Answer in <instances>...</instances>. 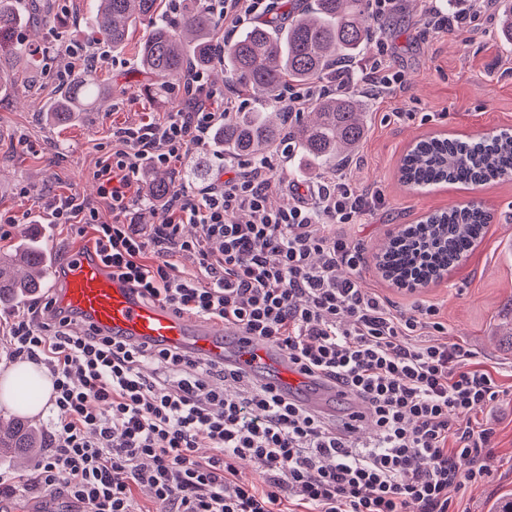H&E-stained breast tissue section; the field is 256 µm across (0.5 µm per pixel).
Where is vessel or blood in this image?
<instances>
[{"mask_svg":"<svg viewBox=\"0 0 512 512\" xmlns=\"http://www.w3.org/2000/svg\"><path fill=\"white\" fill-rule=\"evenodd\" d=\"M62 280L53 296L54 307L94 324L104 333L187 347L216 360L234 350L243 367L271 374L279 390L308 388L307 378L289 367L276 348L238 331L226 333L223 325L179 317L160 304L140 302L131 285L112 279L93 250L76 248L62 271Z\"/></svg>","mask_w":512,"mask_h":512,"instance_id":"b4317fda","label":"vessel or blood"}]
</instances>
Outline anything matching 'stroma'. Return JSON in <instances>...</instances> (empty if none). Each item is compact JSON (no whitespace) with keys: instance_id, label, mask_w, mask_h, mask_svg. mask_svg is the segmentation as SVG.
Here are the masks:
<instances>
[{"instance_id":"1","label":"stroma","mask_w":512,"mask_h":512,"mask_svg":"<svg viewBox=\"0 0 512 512\" xmlns=\"http://www.w3.org/2000/svg\"><path fill=\"white\" fill-rule=\"evenodd\" d=\"M54 22L15 30L14 40L48 46L43 75L35 89L18 91L0 101V213L19 218L13 239L36 232L52 255L53 277L37 296L45 301L61 280L55 272L76 246H91V234L47 221V203L57 195L97 198L93 173L112 147V129L166 117L167 108L147 94L151 76L137 65V45L145 34L137 26L127 47L105 52L88 24L94 0H51ZM391 47L387 63L401 72L405 90L394 96L368 98L367 135L352 159L358 185L380 194L376 213L365 224L347 226V234L365 247L364 287L389 297L403 310L425 299L444 305L448 339L475 353L478 362L496 367L501 392L476 423L493 432L491 447L480 462L483 483L459 494L464 512H498L512 497V179L464 188L444 184L424 191L404 187L398 176L403 155L417 140L443 135L478 138L512 129V44L499 36L494 13L478 30L425 34L420 6L395 10L387 19ZM93 56L98 76L110 97L96 112L66 127L46 125L42 109L53 97L66 66V46ZM219 155L204 148L176 163L174 186L201 192L217 177ZM475 200L490 213L482 240L444 278L416 291L391 284L376 270L373 256L386 239L424 215ZM0 512H70L57 493L20 492L0 498Z\"/></svg>"}]
</instances>
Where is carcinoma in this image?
Masks as SVG:
<instances>
[{"mask_svg": "<svg viewBox=\"0 0 512 512\" xmlns=\"http://www.w3.org/2000/svg\"><path fill=\"white\" fill-rule=\"evenodd\" d=\"M53 19L42 0H0V97L17 89L18 79L34 83L35 47L9 43L12 31L27 24L44 26ZM148 31L138 48V63L157 79L151 95L164 102L192 70L224 67L225 84L251 97L256 107L233 112L213 139L227 156L262 159L293 141L319 167L334 169L348 162L365 134L366 106L360 96L344 92L318 98L311 117L289 128L287 115L269 111L281 91L291 86L336 83L340 68L368 48L385 21L372 13L370 0H315L296 6L284 23L273 14L243 29L235 38L215 43L219 19L204 0H187L181 18L168 20L160 0H97L90 25L99 39L121 51L141 22ZM501 32L512 40V0L499 10ZM107 94L92 65L73 67L71 78L46 105L45 121L67 126L92 112ZM400 181L425 190L439 184H487L512 175V132L502 130L478 140L421 139L402 159ZM169 175L152 174L148 197L162 202L172 191ZM490 215L476 202L428 214L390 236L377 254L379 269L393 283L425 286L443 277L465 258L482 237ZM43 248H17L0 256V310L13 309L43 288L48 264ZM46 438L26 417L12 418L0 431V458L45 448Z\"/></svg>", "mask_w": 512, "mask_h": 512, "instance_id": "cac0c4a2", "label": "carcinoma"}]
</instances>
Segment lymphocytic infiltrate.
<instances>
[{
    "instance_id": "lymphocytic-infiltrate-1",
    "label": "lymphocytic infiltrate",
    "mask_w": 512,
    "mask_h": 512,
    "mask_svg": "<svg viewBox=\"0 0 512 512\" xmlns=\"http://www.w3.org/2000/svg\"><path fill=\"white\" fill-rule=\"evenodd\" d=\"M423 2L426 33L479 26L478 11L451 15ZM206 3L230 34L274 9V0ZM374 44L361 68L365 91L403 87L384 61L385 34ZM186 85L188 110L113 127L112 149L94 172L99 204L54 197L51 223L91 229L104 268L139 299L234 326L275 346L299 373L360 401L372 434L285 397L236 359L76 330L70 313L46 320L34 305L14 316L8 337L14 358L51 377L50 450L33 478L0 479V496L44 489L62 493L74 512H142L135 490L145 486L156 512H456L460 490L484 479L479 457L492 433L471 418L496 400L497 380L447 340L438 304L401 311L362 287L364 251L341 227L366 223L379 195L328 178L315 202L294 191L273 208L274 166L244 159L204 192L170 193L162 223L135 222L146 200L134 189L141 172L207 147L228 113L247 106L219 96L205 72ZM104 207L111 221H102ZM242 212L249 221H238ZM187 224L193 235L184 234ZM428 330L437 339H424ZM154 362L167 374L146 376ZM244 459L261 482L240 478Z\"/></svg>"
}]
</instances>
